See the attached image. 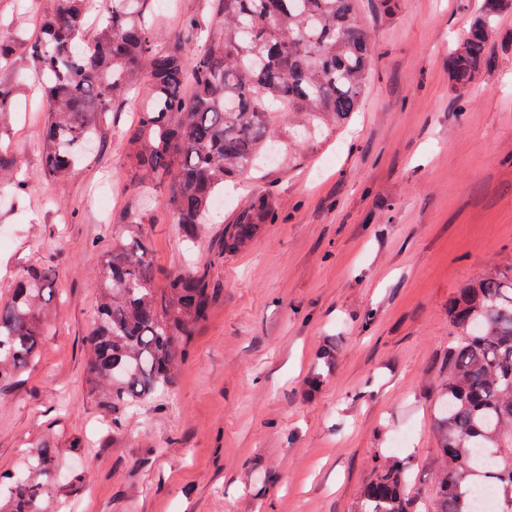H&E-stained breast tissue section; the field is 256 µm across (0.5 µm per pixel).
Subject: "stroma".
Instances as JSON below:
<instances>
[{"mask_svg":"<svg viewBox=\"0 0 512 512\" xmlns=\"http://www.w3.org/2000/svg\"><path fill=\"white\" fill-rule=\"evenodd\" d=\"M481 3L359 0L375 49L351 122L302 164L228 190L191 249L164 192L147 204L135 188L127 140L147 76L113 104L94 153L51 180L41 79L24 67L0 139L16 161L15 178L0 179V225L13 229L0 300L26 266L51 269L55 295L35 362L0 382V474L22 473L47 444L54 484L82 475L51 512H358L372 456L397 448L414 490L431 497L448 300L512 261V13L499 19L488 69L458 89L448 72ZM52 6L0 0V38L39 36ZM153 11L162 49L186 17L209 35L221 27L215 0H153ZM265 193L279 221L213 262L225 224ZM134 230L158 270L208 267L218 297L175 388L116 430L87 383L86 337L103 254ZM330 339L333 368L307 395L303 380Z\"/></svg>","mask_w":512,"mask_h":512,"instance_id":"1","label":"stroma"}]
</instances>
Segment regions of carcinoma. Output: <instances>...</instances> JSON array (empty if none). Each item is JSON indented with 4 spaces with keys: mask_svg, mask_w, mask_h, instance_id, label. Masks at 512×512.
Masks as SVG:
<instances>
[{
    "mask_svg": "<svg viewBox=\"0 0 512 512\" xmlns=\"http://www.w3.org/2000/svg\"><path fill=\"white\" fill-rule=\"evenodd\" d=\"M42 35L23 44L0 40V64L23 59L44 77L47 118L43 171L67 177L96 138L112 103L140 71L148 90L128 138L139 184L165 189L173 223L189 245L213 222V200L257 167L299 162L309 146L358 111L373 42L357 0H218L220 33L195 46L199 22H183V41L153 46L152 0H111L91 45L81 39L88 0H53ZM512 0H484L480 14L448 57L464 86L490 63L489 45ZM16 104L0 81V123ZM291 115L288 136L271 129ZM278 219L267 195L255 196L224 225L215 257L244 251ZM97 318L87 336L90 387L124 426L139 406L176 384L188 345L215 301L209 271L173 267L157 274L149 247L133 236L107 249L96 275ZM53 295L50 270L27 268L0 303V380L38 356ZM455 334L439 388L433 429L435 486L429 512H475L482 486L512 512V267L459 288L448 301ZM324 350L307 378L318 390L331 365ZM56 451L40 446L21 478L0 488V512H47ZM373 478L359 490L360 512H420L411 462L394 452L371 460Z\"/></svg>",
    "mask_w": 512,
    "mask_h": 512,
    "instance_id": "cac0c4a2",
    "label": "carcinoma"
}]
</instances>
